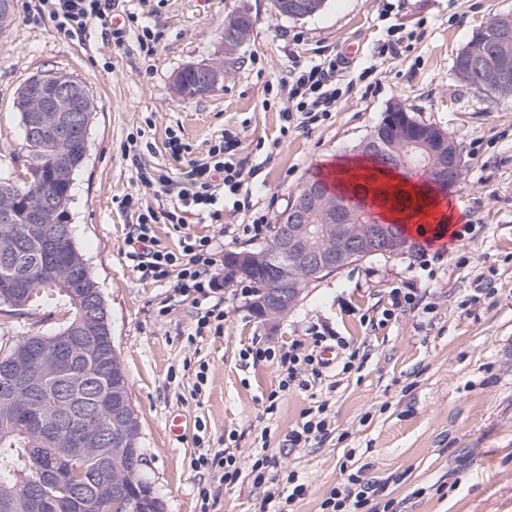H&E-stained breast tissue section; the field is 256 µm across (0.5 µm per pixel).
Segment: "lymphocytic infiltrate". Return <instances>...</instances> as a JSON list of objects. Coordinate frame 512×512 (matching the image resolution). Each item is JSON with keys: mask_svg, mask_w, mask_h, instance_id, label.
I'll list each match as a JSON object with an SVG mask.
<instances>
[{"mask_svg": "<svg viewBox=\"0 0 512 512\" xmlns=\"http://www.w3.org/2000/svg\"><path fill=\"white\" fill-rule=\"evenodd\" d=\"M41 7L60 30L70 35H83L95 24L112 30L114 36L123 34L122 29L112 26V0H41ZM347 67L338 53L319 63L294 65L288 84L292 107L282 112L283 123L304 127L327 117L339 96L337 77ZM236 146L234 137H225L209 149L207 162H190L186 180L162 171L147 178L148 187L171 202L166 218L179 234L178 249L161 244L154 230L158 217L151 209L138 213L127 236V257L134 268L154 281H173L178 296L205 304L203 315L197 319L196 332L200 335L224 328L223 308L210 301L215 286L211 269L216 263L219 237L230 232L223 223L226 207L240 209L251 192L249 173L234 159ZM191 215L217 224V234H195L187 222ZM278 366L286 382L305 388L310 380L321 379L326 364L316 355H302L292 347L280 355Z\"/></svg>", "mask_w": 512, "mask_h": 512, "instance_id": "obj_1", "label": "lymphocytic infiltrate"}]
</instances>
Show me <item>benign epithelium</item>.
Masks as SVG:
<instances>
[{"instance_id":"7a95c632","label":"benign epithelium","mask_w":512,"mask_h":512,"mask_svg":"<svg viewBox=\"0 0 512 512\" xmlns=\"http://www.w3.org/2000/svg\"><path fill=\"white\" fill-rule=\"evenodd\" d=\"M323 7L320 0H293L288 4L286 15L303 19L314 15ZM248 40V33L236 23H226L222 33L224 50L234 53ZM481 51L470 49L463 54L470 58L471 66L455 71L456 77L468 82L472 71L480 74L479 86L507 84L512 81V14L493 18L480 42ZM191 73L197 82L190 85L185 75ZM224 59H210L190 63L179 70L172 79L174 93L186 99L209 94L224 80ZM18 104L22 111L30 113L27 132L31 136L52 135L61 148V158L47 173L42 175L44 186L42 201L27 206L31 215L30 231L46 235L59 243L72 240L73 231L65 225L62 233L50 231L40 223V214L59 213L68 209L69 193L62 195L56 188L68 186L73 169L69 155L74 144L88 142L93 112L96 103L86 86L75 76L66 72L40 73L31 77L20 89ZM405 150L421 149L425 161L418 167L435 174L437 181L428 184L430 190L445 191L455 185L461 174V164L454 140L442 136L436 139V147H426L414 135H405L399 140ZM322 205L321 224H298L297 216L305 215L308 202ZM362 201L349 198L345 208L336 210V205L321 202L317 187L305 186L298 197L295 216L291 223L278 226V232L260 253L244 249L235 254L224 267V283L247 275L258 266L276 258L282 263L271 266L272 276L264 286L256 302L260 319L273 323L288 312L298 300L304 286L309 282L334 272L348 263L376 254L397 250L399 242L389 237L387 222L364 215V223L352 224L346 213L360 210ZM47 263L52 268L55 282L65 289L70 303L77 307L90 305L88 315L77 318L66 336L54 340L52 360L39 369L35 365L44 361L42 337L28 336L15 343L0 361V383L5 389V399L12 401L23 391L38 387L47 375L57 369L60 358L77 350L95 347L102 350L97 372L112 374L120 383L112 386V396L99 403L98 415L107 420V425L97 429H72L66 437L58 438L57 411L35 406L28 402L20 411L8 410L0 415V428L8 431L18 423L19 416L26 415L35 420V428L46 439L49 448L45 452L54 459L65 460L77 467L83 463L94 469L96 499L107 504L118 500L137 502L141 512H158L161 501L153 489L140 481V472L146 465L143 449L138 447L141 426L131 400L125 394L122 383L127 381L123 364L112 340L108 310L99 291H88V283L78 274L86 262L76 251L68 252L58 247L51 252ZM62 485L45 478L37 481L35 488L19 499L11 493L0 496V512H39L44 504L61 490Z\"/></svg>"}]
</instances>
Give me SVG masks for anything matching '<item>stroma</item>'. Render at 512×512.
Listing matches in <instances>:
<instances>
[{"mask_svg":"<svg viewBox=\"0 0 512 512\" xmlns=\"http://www.w3.org/2000/svg\"><path fill=\"white\" fill-rule=\"evenodd\" d=\"M115 2L134 17L118 45L97 25L67 35L40 15L39 0H12V19L0 29V174H21L28 164L15 107L24 83L46 71L79 78L98 109L72 188L71 224L109 310L141 423L143 477L166 512H276L269 494L291 472L307 487L291 512H321L353 472L370 486L360 512H383L388 503L396 512H512V105L453 72L457 53L491 18L512 12V0H326L301 20L278 15L273 0ZM238 11L254 24L223 82L204 97H177L173 74L220 56L224 19ZM145 29L150 53L138 40ZM388 40L400 42L398 55L378 54ZM351 42L360 52L337 82L329 116L289 129L269 151L293 64L323 61ZM398 100L447 132L463 157L447 191L462 208L453 237L418 236L415 249L370 256L312 282L274 324L254 318L243 282L217 288L224 332L215 336H196L197 306L176 296L172 282L133 269L125 239L136 217L123 199L167 208L141 172H185L189 160L207 162L225 134L235 136L237 160L260 171L249 209L224 213L236 232L223 249L254 248L266 238L244 225L282 211L322 164L359 155ZM173 136L184 146L177 156L168 147ZM407 286L420 308L382 321L390 292ZM68 316L64 307L0 315V347L49 334ZM316 331L344 337L354 369L304 389L281 387L277 355L296 342L312 349ZM254 347L270 349V358L249 357ZM320 405L327 437L291 445L306 411ZM176 416L177 436L169 430ZM219 451L235 458L237 482H226L222 468L195 467L199 455ZM259 457L268 468L256 486L249 471Z\"/></svg>","mask_w":512,"mask_h":512,"instance_id":"obj_1","label":"stroma"}]
</instances>
